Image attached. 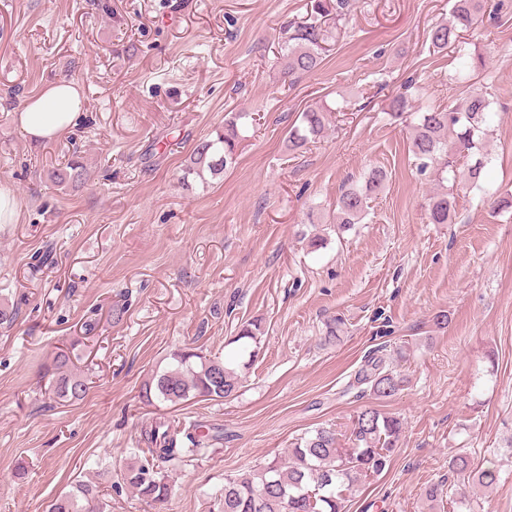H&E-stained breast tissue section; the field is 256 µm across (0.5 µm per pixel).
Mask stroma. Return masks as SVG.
Segmentation results:
<instances>
[{
  "mask_svg": "<svg viewBox=\"0 0 512 512\" xmlns=\"http://www.w3.org/2000/svg\"><path fill=\"white\" fill-rule=\"evenodd\" d=\"M451 7L358 0L327 20L320 68L288 82L278 44L309 19L311 0H0V187L18 203L14 223L0 224V304L17 310L0 326V512H47L78 483L98 491L102 512H222L225 476L318 427L348 434L371 404L405 432L349 512H458L465 490L448 471L458 452L499 469L495 485L469 493L474 512H512V213L418 174L412 125L388 114L410 82L417 108L459 98L454 51L426 40ZM482 13L462 35L483 58L471 85L495 111L482 180L512 191V0H483ZM61 80L76 84L86 117L31 142L15 116ZM318 106L329 110L324 133L291 150L290 127ZM228 112L255 117L236 166L220 181L185 176ZM74 160L81 179L54 185L52 171ZM375 166L384 189L362 223L336 234L337 196ZM442 192L454 221L428 223L425 204ZM315 235L326 245L313 252ZM440 311L444 329L432 323ZM379 312L392 335L378 336ZM335 316L345 331L328 344ZM250 321L261 348L235 397L142 402L172 353L223 356ZM381 345L402 352L408 383L377 401L353 380ZM62 350L91 384L83 400L49 397L43 367ZM159 418L224 437L163 464L171 495L152 508L122 475ZM440 481L446 497L427 501Z\"/></svg>",
  "mask_w": 512,
  "mask_h": 512,
  "instance_id": "35a3bbf8",
  "label": "stroma"
}]
</instances>
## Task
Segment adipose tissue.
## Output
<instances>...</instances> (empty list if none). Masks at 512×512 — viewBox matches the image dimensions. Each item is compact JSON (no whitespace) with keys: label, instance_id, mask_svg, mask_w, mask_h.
<instances>
[{"label":"adipose tissue","instance_id":"1","mask_svg":"<svg viewBox=\"0 0 512 512\" xmlns=\"http://www.w3.org/2000/svg\"><path fill=\"white\" fill-rule=\"evenodd\" d=\"M84 112V99L73 83L60 82L28 100L18 114V122L29 139L42 142L76 127Z\"/></svg>","mask_w":512,"mask_h":512}]
</instances>
